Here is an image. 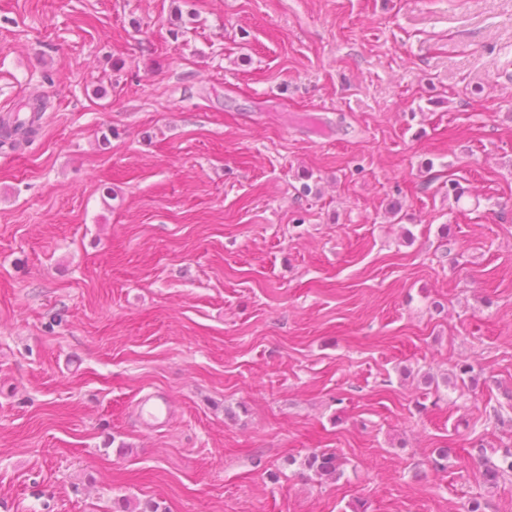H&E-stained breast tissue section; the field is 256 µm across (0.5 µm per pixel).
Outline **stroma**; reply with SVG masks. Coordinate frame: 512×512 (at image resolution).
Instances as JSON below:
<instances>
[{"mask_svg": "<svg viewBox=\"0 0 512 512\" xmlns=\"http://www.w3.org/2000/svg\"><path fill=\"white\" fill-rule=\"evenodd\" d=\"M37 95L0 145V512H512L479 478L512 448V0H0V116ZM32 100L25 105V109L35 114L33 121H27L28 118L20 119L19 115L4 116L0 119V144L10 141L15 146L22 141H30L37 134L42 112L46 111V99L41 97ZM139 417L147 428H160L170 417V407L162 396H152L144 399L139 406ZM345 461L334 452L319 451L305 456L300 466L301 473L313 472L315 476L325 479H339L343 474Z\"/></svg>", "mask_w": 512, "mask_h": 512, "instance_id": "1", "label": "stroma"}]
</instances>
